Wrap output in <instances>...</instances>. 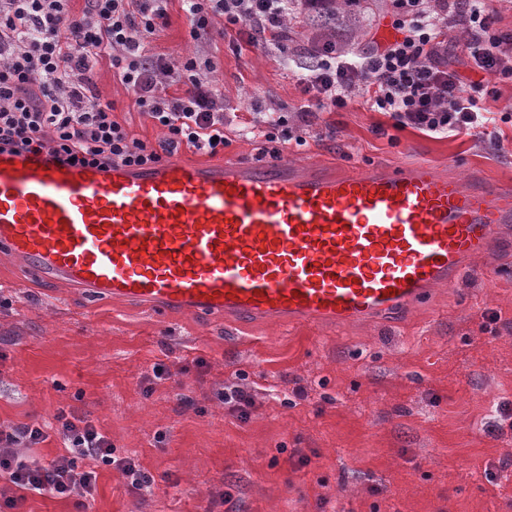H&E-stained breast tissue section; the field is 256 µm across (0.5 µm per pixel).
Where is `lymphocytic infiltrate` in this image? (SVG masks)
Here are the masks:
<instances>
[{
	"instance_id": "lymphocytic-infiltrate-1",
	"label": "lymphocytic infiltrate",
	"mask_w": 512,
	"mask_h": 512,
	"mask_svg": "<svg viewBox=\"0 0 512 512\" xmlns=\"http://www.w3.org/2000/svg\"><path fill=\"white\" fill-rule=\"evenodd\" d=\"M172 0H88L76 15L71 0H0V147L50 149L79 163L123 162L148 166L192 148L223 152L224 95L213 65L198 53L173 63L145 54L168 24ZM193 40L206 37L214 18L251 46H274L292 64L306 96L292 116L275 112L258 119L266 155L279 158L286 141L302 142L301 126L313 112L358 103L389 115L394 127L441 137L475 132L499 144L489 129L497 84L512 83V34L500 30L494 0H388L396 35L392 41L349 53L297 48L288 31V8L297 0H179ZM460 23L465 47L482 80L464 82L448 63V30ZM108 59L132 101L167 136L158 145L134 139L113 119L112 102L94 89L92 70ZM181 86L176 96L163 82ZM55 433L65 452L44 464L29 454L46 438L36 423L0 427V508L15 512L27 494L75 500L92 512L95 463L112 466L131 490L152 478L89 421L59 413Z\"/></svg>"
}]
</instances>
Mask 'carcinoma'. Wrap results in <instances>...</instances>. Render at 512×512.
<instances>
[{"mask_svg": "<svg viewBox=\"0 0 512 512\" xmlns=\"http://www.w3.org/2000/svg\"><path fill=\"white\" fill-rule=\"evenodd\" d=\"M302 0L297 12L290 16H302L312 36L327 44H336L341 51L361 47L374 14L382 11L385 0Z\"/></svg>", "mask_w": 512, "mask_h": 512, "instance_id": "cac0c4a2", "label": "carcinoma"}]
</instances>
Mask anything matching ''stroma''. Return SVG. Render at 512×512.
<instances>
[{
  "instance_id": "obj_1",
  "label": "stroma",
  "mask_w": 512,
  "mask_h": 512,
  "mask_svg": "<svg viewBox=\"0 0 512 512\" xmlns=\"http://www.w3.org/2000/svg\"><path fill=\"white\" fill-rule=\"evenodd\" d=\"M212 28L194 42L175 4L164 38L145 50H204L229 108L224 159L260 160L262 140L242 125L268 108L295 112L302 89L276 49L233 47L219 18ZM94 81L135 139L165 137L108 61ZM302 135L281 145L282 160H425L464 183L478 171L512 188V123L497 146L475 134L434 139L354 103L317 113ZM158 363L170 379L153 380ZM227 385L253 395L246 420L219 399ZM61 411L87 417L154 478L133 493L96 464L93 512H512V229L491 271L437 287L400 317L288 330L157 316L44 283L0 256V425L49 428L34 449L48 463L63 451L52 433Z\"/></svg>"
}]
</instances>
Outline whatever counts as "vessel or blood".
<instances>
[{
    "mask_svg": "<svg viewBox=\"0 0 512 512\" xmlns=\"http://www.w3.org/2000/svg\"><path fill=\"white\" fill-rule=\"evenodd\" d=\"M510 223L512 190L422 161L101 169L0 151V254L156 314L384 320L455 286Z\"/></svg>",
    "mask_w": 512,
    "mask_h": 512,
    "instance_id": "b4317fda",
    "label": "vessel or blood"
}]
</instances>
